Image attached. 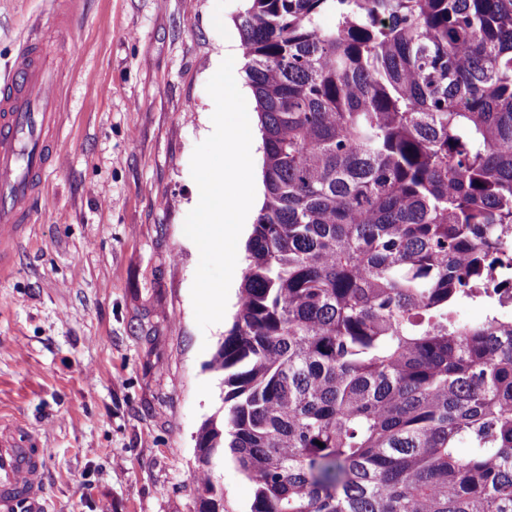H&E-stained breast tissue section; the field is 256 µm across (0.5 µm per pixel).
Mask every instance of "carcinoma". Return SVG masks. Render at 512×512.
Instances as JSON below:
<instances>
[{
    "label": "carcinoma",
    "mask_w": 512,
    "mask_h": 512,
    "mask_svg": "<svg viewBox=\"0 0 512 512\" xmlns=\"http://www.w3.org/2000/svg\"><path fill=\"white\" fill-rule=\"evenodd\" d=\"M246 2L264 202L205 512L218 455L244 512H512V0ZM211 479L224 489V510L240 512L252 496V486L227 460H216Z\"/></svg>",
    "instance_id": "obj_1"
}]
</instances>
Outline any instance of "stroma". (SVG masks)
<instances>
[{"label": "stroma", "mask_w": 512, "mask_h": 512, "mask_svg": "<svg viewBox=\"0 0 512 512\" xmlns=\"http://www.w3.org/2000/svg\"><path fill=\"white\" fill-rule=\"evenodd\" d=\"M243 0H0V76L34 36L66 55L62 162L45 171L0 273V420L50 449L47 512H195L196 438L221 405L207 367L237 310L195 321L199 202L191 157L213 131L206 90ZM211 478L226 512L252 486Z\"/></svg>", "instance_id": "stroma-1"}]
</instances>
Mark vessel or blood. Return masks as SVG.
Wrapping results in <instances>:
<instances>
[{"label": "vessel or blood", "instance_id": "obj_1", "mask_svg": "<svg viewBox=\"0 0 512 512\" xmlns=\"http://www.w3.org/2000/svg\"><path fill=\"white\" fill-rule=\"evenodd\" d=\"M62 55L43 59L40 41L25 40L0 77V269L22 235L43 175L59 154L57 75ZM47 449L35 447L23 428L0 423V512H47L43 473Z\"/></svg>", "mask_w": 512, "mask_h": 512}]
</instances>
